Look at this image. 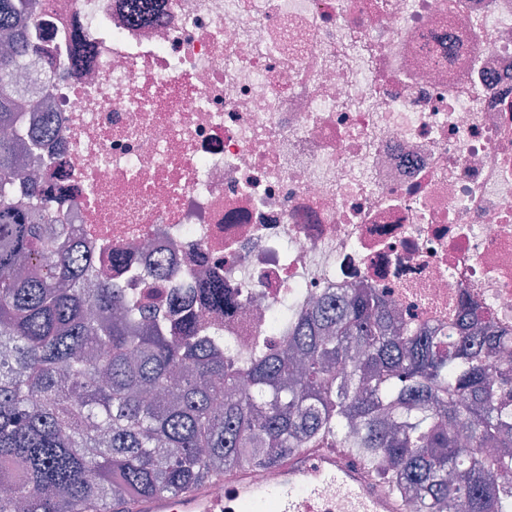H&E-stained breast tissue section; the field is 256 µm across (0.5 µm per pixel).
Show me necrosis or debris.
<instances>
[{"mask_svg": "<svg viewBox=\"0 0 512 512\" xmlns=\"http://www.w3.org/2000/svg\"><path fill=\"white\" fill-rule=\"evenodd\" d=\"M39 24L18 90L60 132L27 165L99 271L223 281L242 359L341 288L414 330L469 307L512 359V0H49Z\"/></svg>", "mask_w": 512, "mask_h": 512, "instance_id": "4bbe7bcc", "label": "necrosis or debris"}]
</instances>
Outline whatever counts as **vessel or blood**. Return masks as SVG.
<instances>
[{
	"mask_svg": "<svg viewBox=\"0 0 512 512\" xmlns=\"http://www.w3.org/2000/svg\"><path fill=\"white\" fill-rule=\"evenodd\" d=\"M273 486L255 484L251 466L223 479L216 497L203 483L188 493L142 496L130 500L128 512H402L400 501L367 462L346 448H302L277 466Z\"/></svg>",
	"mask_w": 512,
	"mask_h": 512,
	"instance_id": "b4317fda",
	"label": "vessel or blood"
}]
</instances>
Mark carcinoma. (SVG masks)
Instances as JSON below:
<instances>
[{
  "label": "carcinoma",
  "mask_w": 512,
  "mask_h": 512,
  "mask_svg": "<svg viewBox=\"0 0 512 512\" xmlns=\"http://www.w3.org/2000/svg\"><path fill=\"white\" fill-rule=\"evenodd\" d=\"M45 0H0V512H117L299 448H350L416 512H512V360L482 329L415 334L369 288L319 303L290 346L240 363L221 329L107 277L72 225L14 196L32 134L14 74ZM197 301L224 308V283ZM456 478L448 480V472Z\"/></svg>",
  "instance_id": "1"
}]
</instances>
